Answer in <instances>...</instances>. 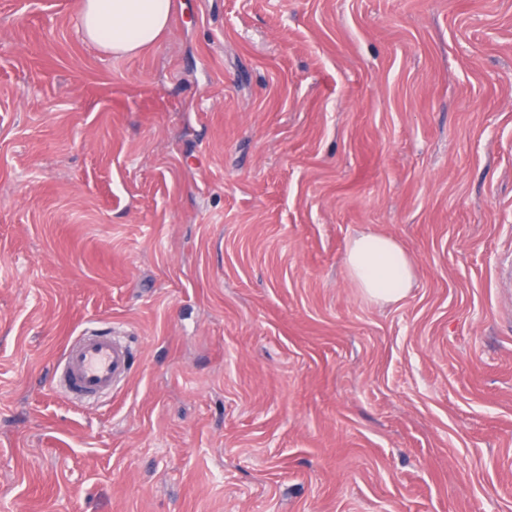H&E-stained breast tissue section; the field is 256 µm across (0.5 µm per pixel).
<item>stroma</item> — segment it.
I'll use <instances>...</instances> for the list:
<instances>
[{"label":"stroma","mask_w":512,"mask_h":512,"mask_svg":"<svg viewBox=\"0 0 512 512\" xmlns=\"http://www.w3.org/2000/svg\"><path fill=\"white\" fill-rule=\"evenodd\" d=\"M78 2L0 0V512H512V0H173L123 57ZM94 323L133 369L72 400ZM345 263L350 280L369 300L399 302L412 288L409 257L391 237L367 233L352 239Z\"/></svg>","instance_id":"35a3bbf8"}]
</instances>
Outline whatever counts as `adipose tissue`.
<instances>
[{"label": "adipose tissue", "instance_id": "obj_1", "mask_svg": "<svg viewBox=\"0 0 512 512\" xmlns=\"http://www.w3.org/2000/svg\"><path fill=\"white\" fill-rule=\"evenodd\" d=\"M171 10L172 0H79L85 39L115 56L134 55L155 44ZM345 263L352 283L372 301H401L413 285L406 251L385 235L367 233L352 239Z\"/></svg>", "mask_w": 512, "mask_h": 512}]
</instances>
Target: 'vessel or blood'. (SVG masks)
Wrapping results in <instances>:
<instances>
[{"instance_id":"obj_1","label":"vessel or blood","mask_w":512,"mask_h":512,"mask_svg":"<svg viewBox=\"0 0 512 512\" xmlns=\"http://www.w3.org/2000/svg\"><path fill=\"white\" fill-rule=\"evenodd\" d=\"M132 365L125 341L108 331L88 330L64 349L55 378L71 398L88 400L111 392Z\"/></svg>"}]
</instances>
